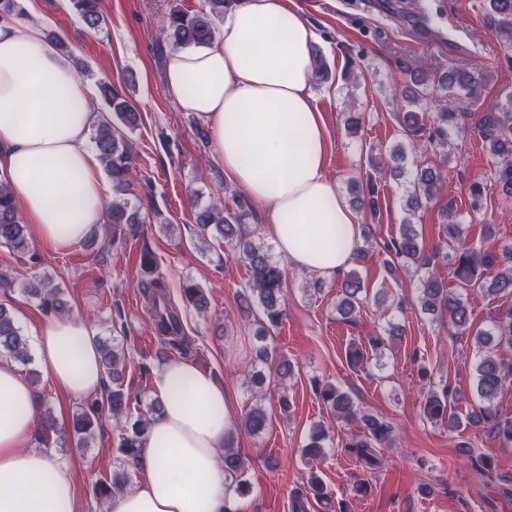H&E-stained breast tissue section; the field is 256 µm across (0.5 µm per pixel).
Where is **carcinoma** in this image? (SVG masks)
Masks as SVG:
<instances>
[{
    "label": "carcinoma",
    "mask_w": 512,
    "mask_h": 512,
    "mask_svg": "<svg viewBox=\"0 0 512 512\" xmlns=\"http://www.w3.org/2000/svg\"><path fill=\"white\" fill-rule=\"evenodd\" d=\"M235 0H202V8L191 13L180 8L169 16V40L175 48L206 46L214 37L215 21L223 19L224 12L231 8ZM73 7L81 14L84 23L92 31L99 30L104 23L100 0H72ZM489 15L497 22L496 31L507 35L512 41V0H488ZM411 85L403 94V113L400 124L406 134L415 135L428 131L427 139L434 143L443 159L417 170L412 189L409 192L408 205L415 208L422 201H431L439 194L440 183L445 179L448 146L454 136L465 127L469 117L467 106L473 103L475 88L480 78L470 73L451 70L440 77L439 88L455 98L456 106L445 107L436 113L433 125L428 127L419 122L418 106L428 96L430 78L421 76L413 66H408ZM102 94L112 106L119 121L129 128L138 125L139 114L125 100L120 99L118 91L111 84L101 87ZM478 131L488 153L490 179L497 185L507 200H512V95L506 98V104L496 111L485 112L478 122ZM94 144L106 170L112 178L113 193L125 194L136 175L133 147L118 139L112 126L105 124L98 128ZM141 218L139 212L129 209V204L121 199H113L108 210V224L112 226V240L137 234ZM197 224L202 235L220 238L232 246V255L236 256L247 268L248 281L244 297L254 302L261 309L264 319L258 321L256 337L261 339L269 333V328L279 324L283 317V288L285 269L273 259L269 250L256 244L244 234L239 224V215L224 206L223 201L213 204L198 213ZM445 238L457 243L454 250V275L459 281V292L451 293L444 286L436 273L430 272L420 281L421 310L426 314L446 312L452 329L458 333L473 332L484 345L496 340L512 346V309L498 315L490 329L473 330L464 294L469 291H484L488 294H512V250L503 249L496 254L484 246L461 239V225L452 219L443 225ZM0 243L20 253L30 251L25 235V227L14 206L7 188L0 184ZM382 260L385 271L394 273L397 267L420 263L425 267L432 265V259L423 256L419 244V234L412 224H403L399 235L384 243ZM142 279L139 284L144 307L151 318L154 330L168 344L170 350L181 355L191 353L187 336H185L179 310L171 300L167 285L156 273V259L151 250L142 251ZM20 285L21 291L39 301L47 313L63 315L67 312L66 300L62 291L47 275L34 276L21 282L17 277L0 272V289L10 290ZM367 287L355 275L350 274L342 283V297L337 305L339 315L352 319L364 303ZM182 295L197 308L206 307V298L198 286L190 281L182 286ZM99 351L104 374L112 382V387L105 388L99 399L80 408L75 419L79 422L77 433L86 443L94 425L108 414L119 420L126 419V437L123 443L125 463L137 468L142 464L141 448L150 420L129 416L130 399L122 383L125 365V353H120L108 339L99 340ZM6 354L14 361L27 365L32 361L27 338L22 334L10 312L0 305V354ZM258 359L271 366L277 365L278 373L285 377L290 366L279 361L278 356L267 347L258 350ZM477 408L472 410L470 419L474 424H484L490 432L505 444H512V417L501 418L495 406L498 395L512 388V363H506L493 355H484L476 366ZM316 394L336 418L346 422H360L365 428L364 435L351 438L345 448L364 468L374 471L380 468L381 459L377 448L384 444L391 435V426L377 418L363 413L351 398L332 384L316 388ZM456 392L449 386L440 391L427 394L424 412L434 423H447L448 428L459 427V422L452 413V403L456 402ZM267 425V416L258 406L251 408L243 417V429L252 435L263 432ZM325 438L323 428H318L310 436V443L303 449V455L313 461L323 454L322 441ZM224 474L235 484L237 496H246L250 487L243 479L244 461L232 448L224 449ZM127 473L115 472L111 478L99 479L94 485L95 494L110 498L127 483Z\"/></svg>",
    "instance_id": "1"
}]
</instances>
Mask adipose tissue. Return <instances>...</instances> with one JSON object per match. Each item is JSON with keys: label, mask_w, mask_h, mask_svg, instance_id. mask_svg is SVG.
Here are the masks:
<instances>
[{"label": "adipose tissue", "mask_w": 512, "mask_h": 512, "mask_svg": "<svg viewBox=\"0 0 512 512\" xmlns=\"http://www.w3.org/2000/svg\"><path fill=\"white\" fill-rule=\"evenodd\" d=\"M0 14V183L35 241L66 251L106 221L112 186L92 136L106 121L99 85L77 76L47 37L42 0ZM316 35L293 0H236L208 46L165 56L164 90L214 133L230 183L267 209L263 232L296 269L333 279L361 246L357 214L326 174L323 116L310 91ZM47 376L67 397L96 393V331L76 316L33 333ZM163 413L143 443V475L112 512H225L222 451L236 437L233 397L209 372L172 359L155 373ZM35 393L0 358V512H76L71 469L27 447Z\"/></svg>", "instance_id": "obj_1"}]
</instances>
